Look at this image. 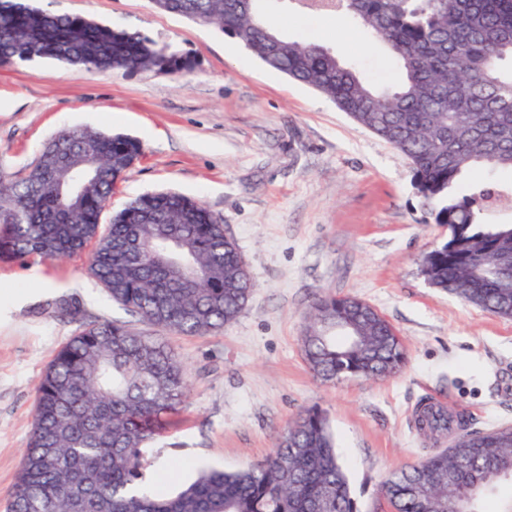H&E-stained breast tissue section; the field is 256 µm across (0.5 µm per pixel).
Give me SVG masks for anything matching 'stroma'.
<instances>
[{
  "label": "stroma",
  "instance_id": "35a3bbf8",
  "mask_svg": "<svg viewBox=\"0 0 512 512\" xmlns=\"http://www.w3.org/2000/svg\"><path fill=\"white\" fill-rule=\"evenodd\" d=\"M190 52V76L89 71L52 62L0 66V168L29 171L39 148L87 126L138 140L143 153L101 216L130 199L174 191L224 224L253 279L245 312L204 336L166 334L191 393L160 445L159 474L193 477L263 462L301 411L318 408L336 435L358 512H389L380 484L452 435L414 426L421 399L462 410L476 427L512 425V320L432 288L423 255L447 239L420 206L409 159L312 88L264 67L212 27L157 11L151 0H38ZM279 32L323 45L369 83L397 74L383 43L345 11L276 0ZM355 296L395 328L407 363L394 376L322 383L301 350L316 294ZM149 325L112 302L87 258L0 262V512L29 440L35 387L85 324Z\"/></svg>",
  "mask_w": 512,
  "mask_h": 512
}]
</instances>
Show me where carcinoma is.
Instances as JSON below:
<instances>
[{
	"mask_svg": "<svg viewBox=\"0 0 512 512\" xmlns=\"http://www.w3.org/2000/svg\"><path fill=\"white\" fill-rule=\"evenodd\" d=\"M263 0H152L212 26L266 66L306 84L411 161L423 208L452 228L421 271L431 287L512 319V224L486 219L512 191L479 170H512V0H349L356 23L396 59L379 92L316 43L283 37ZM53 60L87 70L187 76L197 62L168 43L79 15L0 0V64ZM142 154L131 137L66 128L23 177L0 169V261L88 252V272L140 321L203 336L237 320L253 279L224 224L176 192L130 200L100 229L116 183ZM350 323L356 339L338 336ZM304 359L323 382L394 375L406 361L392 325L354 296L320 294L304 316ZM190 391L168 343L118 321L89 323L45 368L9 512H356L329 422L309 408L280 432L262 464L205 468L171 493L151 488L156 447ZM415 425L440 449L394 472L380 493L395 512H483L512 481V427L474 430L463 415L421 405ZM427 498H420L421 491Z\"/></svg>",
	"mask_w": 512,
	"mask_h": 512,
	"instance_id": "obj_1",
	"label": "carcinoma"
}]
</instances>
